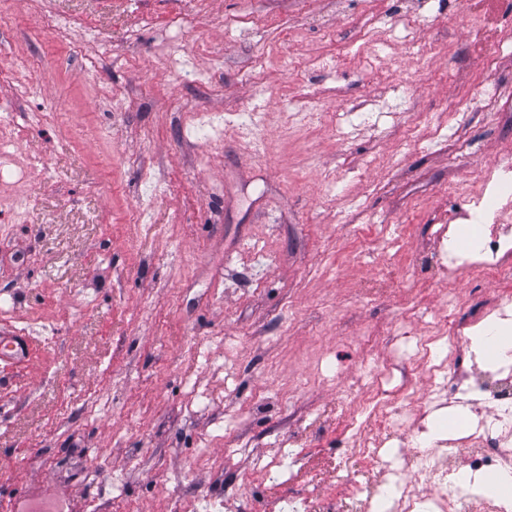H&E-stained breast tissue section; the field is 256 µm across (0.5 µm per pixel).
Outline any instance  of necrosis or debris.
Here are the masks:
<instances>
[{
  "label": "necrosis or debris",
  "mask_w": 512,
  "mask_h": 512,
  "mask_svg": "<svg viewBox=\"0 0 512 512\" xmlns=\"http://www.w3.org/2000/svg\"><path fill=\"white\" fill-rule=\"evenodd\" d=\"M456 15L485 36L480 46L484 59L483 79L496 83V61L512 48V0H455ZM21 129L18 125L0 128V207L31 203L27 187L30 158L18 148ZM477 179L491 193L493 210H486L480 199L460 197V204L474 213L487 214L488 229L479 247L459 255L448 249V228L440 226L435 239L442 244L441 268L448 276L443 290L455 297L459 288L458 271L476 274L489 281L512 278V161L480 170ZM512 317V301L498 300L486 311L467 320L448 314L437 315L420 337L416 347L426 360L428 385L423 397L410 389L411 373H403V391L384 388L379 379L364 384L360 411L348 421L345 443L368 459L378 470V479L367 487L362 498L351 508L327 498L312 504L293 499L291 512H512V507L496 498L468 492L452 482L459 468L455 449H469L468 468L472 477L487 479L512 469V365L506 364L491 373L478 388L468 383L471 361L461 342L470 333L489 329L496 320ZM477 390L481 399H491L496 408L491 413L466 421L465 432L441 439L427 434L422 423L421 401L441 400L447 393ZM424 436L426 450L405 455L392 448L394 428Z\"/></svg>",
  "instance_id": "4bbe7bcc"
}]
</instances>
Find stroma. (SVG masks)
<instances>
[{
  "label": "stroma",
  "instance_id": "stroma-1",
  "mask_svg": "<svg viewBox=\"0 0 512 512\" xmlns=\"http://www.w3.org/2000/svg\"><path fill=\"white\" fill-rule=\"evenodd\" d=\"M0 0V123L26 125L35 203L0 222V334L29 332L28 360L0 362V512H174L215 482L229 512H270L297 489L347 499L377 469L337 447L353 382L447 310L466 318L512 283L463 277L446 301L434 233L457 235L448 188L512 157V125L456 108L480 35L448 0ZM53 12L63 33L41 29ZM374 70L360 68L362 33ZM214 72L204 87L185 68ZM366 100L383 115L352 113ZM256 129L206 143L189 112ZM340 112L343 128L283 114ZM451 119L419 143L408 128ZM149 223H135L140 209ZM392 255L398 289L365 298ZM49 317L46 329L30 319ZM366 335L367 347L354 344ZM321 351L317 382L299 354ZM298 454L304 479L240 485ZM254 108L252 112L237 113V120L235 123L230 124L224 120L223 113L219 112H193L186 119V124L196 130L205 131V141L211 140L216 135H223L233 128L239 122L241 126L257 128L262 125L263 115L265 112H259Z\"/></svg>",
  "mask_w": 512,
  "mask_h": 512
}]
</instances>
